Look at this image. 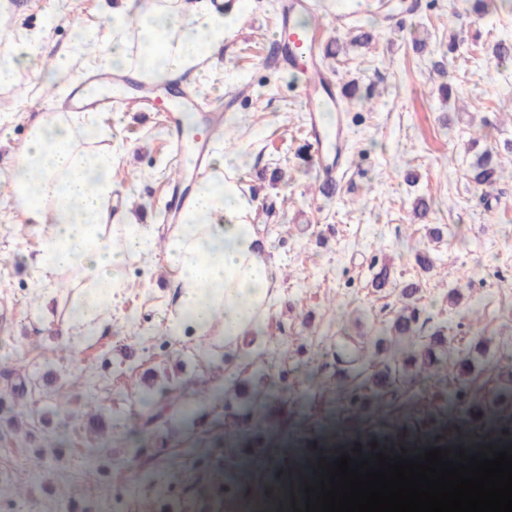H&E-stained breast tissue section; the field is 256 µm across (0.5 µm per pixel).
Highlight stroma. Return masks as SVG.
<instances>
[{
    "mask_svg": "<svg viewBox=\"0 0 512 512\" xmlns=\"http://www.w3.org/2000/svg\"><path fill=\"white\" fill-rule=\"evenodd\" d=\"M7 26L41 32L38 65L83 35H104L112 0H10ZM278 0H250L225 50L183 89L224 115V152L258 200L254 222L279 277L257 328L235 349L174 321L176 293L163 246L132 263L112 324L88 338L62 336L70 286L37 293L26 259L39 241L0 207V398L25 415L0 423V512H240L282 502L300 512L322 464L343 456L449 458L482 441L484 455L512 446V62L487 69L491 46L512 37V10L491 0H317L332 82H356L370 105L344 102L346 147L333 197L322 195L307 146L300 90L276 54ZM375 19L369 44L359 23ZM423 41L425 52L412 47ZM68 87L0 92V197L29 120L54 113ZM112 133V183L159 236L174 175L171 134L157 112L100 116ZM495 143L509 179L482 188L470 164ZM284 181L271 183L274 169ZM427 223L413 217L416 199ZM440 229L433 239L431 229ZM434 261L423 271L417 254ZM386 288L371 286L381 267ZM419 285L423 334L444 329L450 361L385 386L356 383L336 353L358 345L367 372L389 345L400 287ZM459 289L458 305L448 303ZM471 368L456 375L452 359ZM31 390L14 396L19 382ZM179 400L184 412L137 433L143 401Z\"/></svg>",
    "mask_w": 512,
    "mask_h": 512,
    "instance_id": "obj_1",
    "label": "stroma"
}]
</instances>
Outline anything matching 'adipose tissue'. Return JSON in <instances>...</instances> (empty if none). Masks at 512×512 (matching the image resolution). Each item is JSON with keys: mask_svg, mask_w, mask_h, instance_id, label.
<instances>
[{"mask_svg": "<svg viewBox=\"0 0 512 512\" xmlns=\"http://www.w3.org/2000/svg\"><path fill=\"white\" fill-rule=\"evenodd\" d=\"M246 2L219 12L209 0H157L144 13L137 0H123L108 23L107 46L86 36L47 69L32 63L38 32L0 24V88L23 78L48 89L87 58L141 79L195 76L241 25ZM110 137L94 112L39 115L10 172L7 200L40 239L28 261L36 287L50 290L60 273L78 274L79 310L64 324L65 335L78 338L108 322L116 294L128 286L126 267L149 255L156 240L151 225L113 212L114 156L101 146ZM256 205L230 176L228 158L216 153L165 244L178 321L191 335L223 337L228 348L266 314L278 278L251 222Z\"/></svg>", "mask_w": 512, "mask_h": 512, "instance_id": "obj_1", "label": "adipose tissue"}]
</instances>
